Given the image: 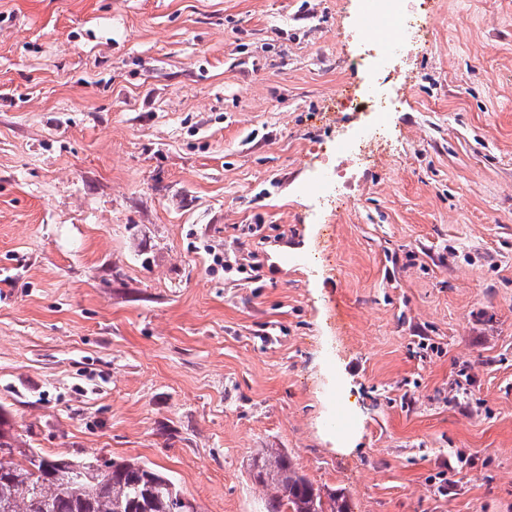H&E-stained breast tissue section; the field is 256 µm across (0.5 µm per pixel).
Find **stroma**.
Returning <instances> with one entry per match:
<instances>
[{"mask_svg": "<svg viewBox=\"0 0 512 512\" xmlns=\"http://www.w3.org/2000/svg\"><path fill=\"white\" fill-rule=\"evenodd\" d=\"M392 136L364 0H0V407L265 512L282 448L351 512H512V0H430ZM386 134L387 126L383 120L369 125L354 138L342 141L336 148V158L338 154L344 153L353 158L354 161L361 160L371 145L385 138Z\"/></svg>", "mask_w": 512, "mask_h": 512, "instance_id": "stroma-1", "label": "stroma"}]
</instances>
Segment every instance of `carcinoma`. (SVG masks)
Instances as JSON below:
<instances>
[{"mask_svg":"<svg viewBox=\"0 0 512 512\" xmlns=\"http://www.w3.org/2000/svg\"><path fill=\"white\" fill-rule=\"evenodd\" d=\"M95 461L21 447L0 408V512H185L174 481L151 464L108 459L101 478L90 472ZM250 462L251 479L267 491L266 512H350L343 493L314 487L288 452L262 448Z\"/></svg>","mask_w":512,"mask_h":512,"instance_id":"obj_1","label":"carcinoma"}]
</instances>
